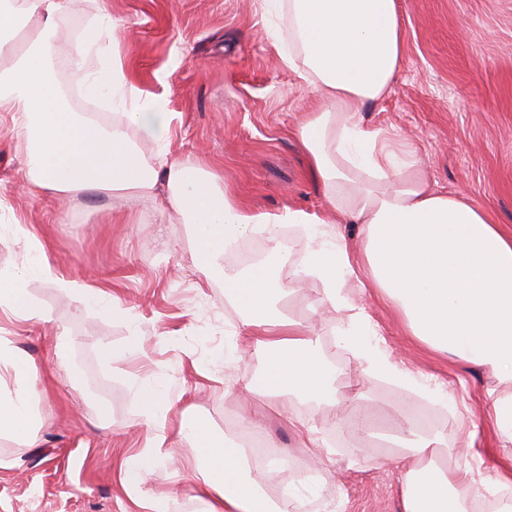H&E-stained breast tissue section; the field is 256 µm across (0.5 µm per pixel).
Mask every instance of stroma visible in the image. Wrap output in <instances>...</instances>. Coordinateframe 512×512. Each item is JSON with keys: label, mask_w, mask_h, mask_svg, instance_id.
<instances>
[{"label": "stroma", "mask_w": 512, "mask_h": 512, "mask_svg": "<svg viewBox=\"0 0 512 512\" xmlns=\"http://www.w3.org/2000/svg\"><path fill=\"white\" fill-rule=\"evenodd\" d=\"M102 4L123 25L129 80L175 115L171 160L219 172L256 211L326 210L294 131L305 113L327 104L279 62L284 44L271 32L287 29V18L265 0H69L63 28L86 27ZM400 13L402 67L387 96L363 109L364 125L409 142L435 189L481 203L512 227V0H400ZM20 134V123L0 116V270L30 268L28 288L50 320L0 329L36 368L32 404L40 417L34 446L0 436V512H143L119 470L156 441L134 379L164 384V445L187 458L183 416L233 439L225 416L236 413V394L262 362L236 356L241 315L224 297L223 278L200 279L185 225L149 198L130 206L135 221L126 224L115 215L129 206L117 198L84 194L63 210L48 194H29ZM26 230L42 250H24ZM55 274L102 289V305L61 296ZM301 286L290 313L317 322L319 347L340 370L344 391L370 409L377 436L391 437L414 417L419 395L364 372L337 344L335 312L308 308L317 282ZM365 306L393 356L434 375L456 402L421 433L446 429L448 446H458L464 428L484 423L492 379L413 342L382 301L369 297ZM135 335L140 348L128 362H101V347ZM253 404L274 457L306 466L311 433L328 448L308 512L337 503L342 512H400L395 473L378 465V449L355 454L332 408L293 401L302 434L279 417L276 399L258 394ZM143 493L162 498L166 512L201 510L191 479L164 464Z\"/></svg>", "instance_id": "35a3bbf8"}]
</instances>
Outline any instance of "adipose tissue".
Here are the masks:
<instances>
[{
	"label": "adipose tissue",
	"instance_id": "1",
	"mask_svg": "<svg viewBox=\"0 0 512 512\" xmlns=\"http://www.w3.org/2000/svg\"><path fill=\"white\" fill-rule=\"evenodd\" d=\"M269 2L288 16V49L281 61L329 104L307 113L297 136L331 212L358 225L359 254L324 238L305 254L303 271H296L281 245V226L322 227L325 218L302 210L248 209L225 189L221 175L165 163L174 116L162 99L137 102L122 65L120 22L103 8L83 39L64 47L53 41L68 0H0V112L22 119L26 190L52 192L63 208L91 190L128 199L153 195L188 225L198 272L208 279L223 275L224 295L240 308L245 335L263 357V369L239 394L243 417H250L252 397L260 392L340 400L337 370L315 347L313 326L277 307L286 283L302 272L319 281L317 304L339 314L340 342L368 374L448 398L431 377L392 358L364 310L363 288L386 301L420 344L488 374L495 382L488 391L489 426L501 447L512 446V231L495 223L483 206L431 189L412 146L381 143L359 116L361 105L387 95L401 68L399 0ZM107 33L112 54L101 72H88L86 57ZM62 49L72 80L87 96L131 100L133 110L105 124L68 111L49 71ZM144 143L156 148L160 168L144 160ZM258 227L266 233L268 260L227 272L225 256ZM29 274L26 267L0 271V317L44 319L26 288ZM8 376L16 388L0 392V432L33 444V370L0 338V382ZM180 433L194 448L190 471L204 512H296L304 501L308 481L270 497L237 443L216 438L192 419ZM396 443L380 463L396 471L402 512H473L475 502L512 490V472L489 479L481 469L457 466L442 434L421 436L411 423ZM174 460L160 447L127 458L126 491L140 496L154 465Z\"/></svg>",
	"mask_w": 512,
	"mask_h": 512
}]
</instances>
